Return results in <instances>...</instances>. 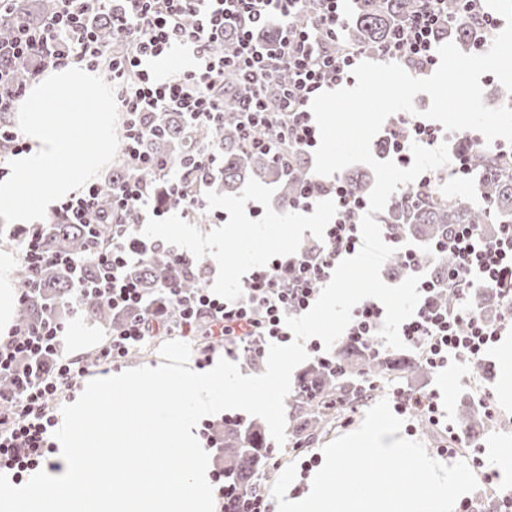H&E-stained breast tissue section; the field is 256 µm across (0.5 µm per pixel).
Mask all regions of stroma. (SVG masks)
<instances>
[{"mask_svg":"<svg viewBox=\"0 0 512 512\" xmlns=\"http://www.w3.org/2000/svg\"><path fill=\"white\" fill-rule=\"evenodd\" d=\"M210 208L225 214V222L232 226L231 234L218 236V226L209 219H183L172 212L164 219L147 218L140 229L149 240H157L159 223H188L198 239L195 252L205 259L207 288L223 289L225 294L236 293L244 275L252 268L266 264L282 246L301 248L316 241L323 224L329 223L336 211L333 198L320 199L312 210L288 212L278 208L275 185L261 182L245 183L239 193L225 197L220 186H212L207 195ZM512 361V330L505 331L500 340L483 357L487 375L474 376L470 365L454 364L441 374H433L419 382L423 390L438 391L443 402V416L439 425L420 426L416 416L403 417L402 436L422 441L429 455L436 461L451 465L456 461L455 450L465 447L481 450L485 461L483 472L477 473V488L471 492V512H496L500 498L512 490V480H503L496 465L495 448L502 441H512V403L501 400L500 369L505 361ZM495 396L496 413L491 419L492 430L475 440H464L459 422L463 406L476 405L481 394Z\"/></svg>","mask_w":512,"mask_h":512,"instance_id":"1","label":"stroma"}]
</instances>
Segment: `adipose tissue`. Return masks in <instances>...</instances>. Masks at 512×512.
Listing matches in <instances>:
<instances>
[{
  "label": "adipose tissue",
  "mask_w": 512,
  "mask_h": 512,
  "mask_svg": "<svg viewBox=\"0 0 512 512\" xmlns=\"http://www.w3.org/2000/svg\"><path fill=\"white\" fill-rule=\"evenodd\" d=\"M17 264L15 251L0 246L1 340L16 323ZM264 389L263 380L238 377L223 352L200 369L179 345L154 361L81 378L55 411L49 463L19 481L0 471V512H220L201 426L243 390L253 395L251 409H264ZM173 456L181 470L168 467Z\"/></svg>",
  "instance_id": "adipose-tissue-1"
}]
</instances>
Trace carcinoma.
Returning a JSON list of instances; mask_svg holds the SVG:
<instances>
[{"label":"carcinoma","instance_id":"obj_1","mask_svg":"<svg viewBox=\"0 0 512 512\" xmlns=\"http://www.w3.org/2000/svg\"><path fill=\"white\" fill-rule=\"evenodd\" d=\"M448 28L438 32V38L450 34L455 45L464 51L475 45L480 31L475 29L464 10L462 0H447ZM419 0H353L348 29L343 39L336 43V52L350 48H361L377 52L391 38L392 33L412 15ZM50 0H15L13 14L0 21V41L7 39L19 25H36L51 9ZM237 96L224 95V122L215 129L207 125L192 127L178 112H165L151 116L158 132L145 141L146 150L155 157L181 156L188 160L198 145L214 147L223 157L220 169L224 195L234 197L246 182L271 181L278 185V204H288L299 192L301 185L310 177L308 162L303 154L290 155L288 169L281 170L270 159L256 153L241 143L236 124ZM472 168L481 172L493 167L502 168L496 179L477 185L478 192L493 206L499 223L512 224V162L499 159L493 154L475 152L471 158ZM137 177L149 184L166 185L160 173L153 170L137 171L129 166L113 169L112 174L101 181L106 188L114 180ZM348 187L358 196L366 194L370 175L355 172L347 175ZM487 215L471 208L468 203L439 192H430L411 204L399 196L390 200L382 223L395 237L414 235L424 241L448 234L453 224H476L484 228ZM45 248L50 251L67 250L71 253H87L84 231L76 224H54L44 235ZM142 287L154 293L161 283L172 275L162 265L146 262L134 269ZM205 263L197 264L192 272H185L181 279L186 289H198L205 285ZM21 290L33 294L20 307V320L36 322L43 314L42 301L52 297L64 302L70 280L63 274L48 271L40 280L30 283L23 271L17 272ZM468 304L476 311L491 313L497 301L478 290L467 295ZM82 311L91 320L116 323L112 311L94 298L83 302ZM429 373L421 357L381 348L371 340L363 345L347 342L333 355L331 363L315 362L298 378L293 392L288 397V442L306 447L313 444L333 422L342 418L346 411L357 407L382 384L407 375ZM465 434L476 438L488 427L486 415L467 408L461 413ZM266 433L257 423L224 424V484L235 487L257 489V475L266 467Z\"/></svg>","mask_w":512,"mask_h":512}]
</instances>
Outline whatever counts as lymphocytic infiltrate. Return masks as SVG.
<instances>
[{
	"label": "lymphocytic infiltrate",
	"instance_id": "f902f5d3",
	"mask_svg": "<svg viewBox=\"0 0 512 512\" xmlns=\"http://www.w3.org/2000/svg\"><path fill=\"white\" fill-rule=\"evenodd\" d=\"M57 11L41 27H17L14 36L0 43V141L11 144L0 153V174H6L10 155L26 151L21 131L7 119L24 97L26 87L16 82L14 64L32 59L40 67H59L72 60L102 72L115 89L124 131L121 154L125 162L160 169L169 181L165 195L152 192L146 183L127 179L113 183L102 195L97 183L87 184L52 209L49 222L83 226L97 265L96 278H87L84 260L53 253L42 246L44 226L11 230L22 268L37 279L44 268L65 270L71 280L65 301L79 312L92 296L115 309L135 311L134 319L99 349L98 362L120 366L147 339L181 336L223 345L227 354L250 350L263 355L266 343L288 341L286 317L300 316L314 304L321 285L329 281L337 262L361 246L360 222L368 209L366 199L353 195L342 179L310 178L292 200L294 210H310L319 197L333 196L336 218L326 226L318 250L311 255L284 250L244 280L241 293L232 299L205 288L189 291L174 283L161 285L159 299H152L131 271L143 261L191 269L196 258L173 245L152 243L137 232L146 217H163L178 211L194 216L206 209L203 193L189 194L181 184L208 181L220 159L203 147L189 164L160 160L143 149L154 129L147 118L156 112H180L194 125H216L224 119V98L217 92L226 73H233L242 89L239 99L240 130L250 148L271 154L274 162L286 163L289 151L311 153L318 144L317 127L308 106L326 88L349 79L360 56L349 50L336 54L334 46L345 28L344 0H58ZM445 0H421L405 30L394 35L380 51L382 59L399 65L414 62L421 68L434 65L437 33L448 24ZM314 19L296 26L303 11ZM111 20V36L102 39L91 21ZM278 22L275 48H267L257 32ZM235 35V51L227 56L218 50L226 33ZM190 48L196 60L192 70L166 80L154 79L149 64L163 54ZM278 88L275 111H268L263 97ZM280 127V143L272 146L259 132L269 124ZM454 143L455 175L471 172L475 149L507 156L502 143H489L469 130L449 134L413 117L393 118L383 139L384 149L400 165L412 160L411 145L434 146L441 136ZM123 217L119 232L107 246H99L100 228L108 219ZM425 251L452 255L447 270L449 290L459 298L453 308L435 303L438 286L434 277L421 275V251L403 249L410 274L419 275L420 300L411 318L402 323L403 342L418 353L432 371L449 360L472 362L496 343L506 327H512V225H499L494 236H482L477 225H453L447 238L427 244ZM498 288L502 308L490 321L469 308L464 299L472 291ZM67 325L51 313L35 324L15 325L7 341H0V469L15 479L47 463L53 451L49 431L56 424L50 406L68 392L85 372L81 361L63 357L61 338Z\"/></svg>",
	"mask_w": 512,
	"mask_h": 512
}]
</instances>
